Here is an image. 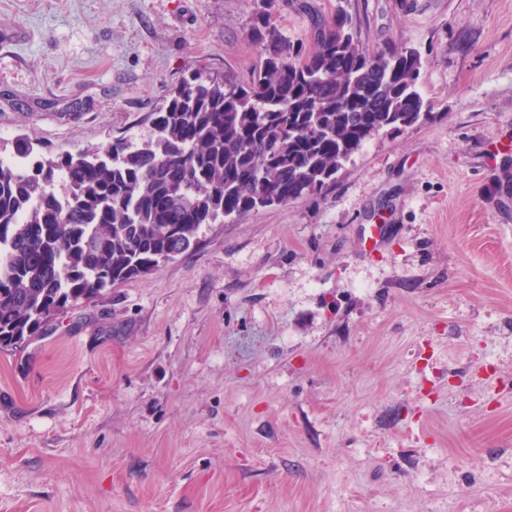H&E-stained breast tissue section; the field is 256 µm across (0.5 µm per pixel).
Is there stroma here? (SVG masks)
<instances>
[{
    "mask_svg": "<svg viewBox=\"0 0 512 512\" xmlns=\"http://www.w3.org/2000/svg\"><path fill=\"white\" fill-rule=\"evenodd\" d=\"M336 5L0 0V156L147 137L183 78L250 77L256 14L308 45ZM346 8L433 120L0 350V512H512V0Z\"/></svg>",
    "mask_w": 512,
    "mask_h": 512,
    "instance_id": "stroma-1",
    "label": "stroma"
}]
</instances>
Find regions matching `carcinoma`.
<instances>
[{"instance_id": "1", "label": "carcinoma", "mask_w": 512, "mask_h": 512, "mask_svg": "<svg viewBox=\"0 0 512 512\" xmlns=\"http://www.w3.org/2000/svg\"><path fill=\"white\" fill-rule=\"evenodd\" d=\"M249 81L197 72L153 112L152 134L45 158L24 136L21 172L0 164V349L43 335L55 313L192 250L202 225L320 196L384 131L431 118L413 49L370 52L339 5L314 43L259 14ZM66 188L62 195L55 184ZM512 201V169L497 182Z\"/></svg>"}]
</instances>
